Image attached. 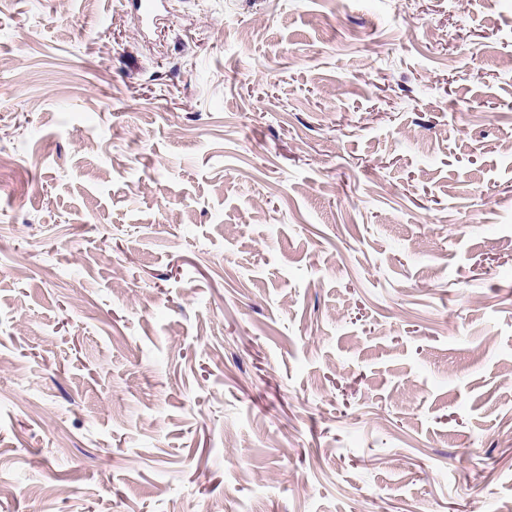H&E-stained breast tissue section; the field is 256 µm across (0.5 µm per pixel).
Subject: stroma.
<instances>
[{"mask_svg":"<svg viewBox=\"0 0 512 512\" xmlns=\"http://www.w3.org/2000/svg\"><path fill=\"white\" fill-rule=\"evenodd\" d=\"M0 0V512H512V0Z\"/></svg>","mask_w":512,"mask_h":512,"instance_id":"obj_1","label":"stroma"}]
</instances>
